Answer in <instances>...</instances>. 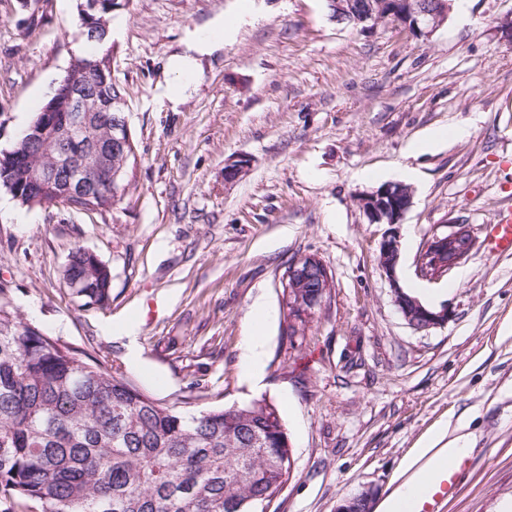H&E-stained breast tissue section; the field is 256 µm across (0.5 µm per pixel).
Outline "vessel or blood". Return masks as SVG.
I'll return each mask as SVG.
<instances>
[{"label":"vessel or blood","instance_id":"vessel-or-blood-1","mask_svg":"<svg viewBox=\"0 0 512 512\" xmlns=\"http://www.w3.org/2000/svg\"><path fill=\"white\" fill-rule=\"evenodd\" d=\"M512 254V205L499 208L487 226L486 257ZM470 456L448 454L433 472L422 474L408 502L399 504L395 512H442L444 503L452 498L461 478L470 470Z\"/></svg>","mask_w":512,"mask_h":512}]
</instances>
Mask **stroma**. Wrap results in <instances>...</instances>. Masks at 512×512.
<instances>
[{
	"label": "stroma",
	"mask_w": 512,
	"mask_h": 512,
	"mask_svg": "<svg viewBox=\"0 0 512 512\" xmlns=\"http://www.w3.org/2000/svg\"><path fill=\"white\" fill-rule=\"evenodd\" d=\"M76 0H0V150L50 98L74 52ZM248 10L179 104L168 58L202 26ZM512 0H466L427 39L330 18L326 0H122L112 15V76L126 89L138 155L132 196L108 212L0 213V288L10 308L60 342L185 413L273 402L295 469L267 512H336L374 487L384 512L402 465L440 426L467 436L474 466L444 512L512 506V255L476 248L429 282L415 258L436 234L468 225L484 239L512 188ZM465 125L469 132L450 136ZM442 138L409 157L412 141ZM244 155L247 173L224 181ZM418 173L400 225L397 282L378 262L385 225L359 196ZM374 172L371 180L362 171ZM111 269L112 303L82 305L62 269L75 247ZM313 255L332 288L302 349L281 332L282 277ZM447 325L409 326L394 287ZM266 328L259 385L240 347L257 300ZM135 322L133 336L120 327Z\"/></svg>",
	"instance_id": "1"
}]
</instances>
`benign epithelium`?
<instances>
[{
  "instance_id": "obj_1",
  "label": "benign epithelium",
  "mask_w": 512,
  "mask_h": 512,
  "mask_svg": "<svg viewBox=\"0 0 512 512\" xmlns=\"http://www.w3.org/2000/svg\"><path fill=\"white\" fill-rule=\"evenodd\" d=\"M332 4L337 14L346 15L367 28L388 25L401 19L410 21L413 31L426 39L444 23L452 8V0H402L398 9L389 6L387 0H361L359 3L355 0H332ZM100 9L99 0H79V12L85 27L95 29L104 25V20L98 18ZM85 95L86 87L75 83L71 71L67 69L44 107L46 112H57L63 108L73 112V123L55 127V165H38L39 176L52 196L66 198L122 189L120 177L124 169L112 168V156L119 154L129 139V126L124 115L126 99L119 95L109 102V111L113 112L111 136L104 143L96 137L97 119L88 111ZM77 134L82 136L86 149L76 162L65 164L63 160L71 156L72 138ZM248 167L249 159L244 156L228 160L224 166V181H237ZM359 203L370 223L388 225L379 244V264L393 283L394 303L403 319L417 331L448 324L452 316L448 306L429 309L398 284L399 225L411 206L412 195L400 191L394 194L392 187L387 186L363 196ZM475 249V237L466 225L460 224L454 230L435 235L425 243L417 256L415 272L422 279L437 281L468 259ZM285 280L295 288H325L330 275L318 258L306 256L292 263ZM374 494L375 489L367 487L342 500L336 512H368Z\"/></svg>"
}]
</instances>
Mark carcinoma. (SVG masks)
<instances>
[{
	"mask_svg": "<svg viewBox=\"0 0 512 512\" xmlns=\"http://www.w3.org/2000/svg\"><path fill=\"white\" fill-rule=\"evenodd\" d=\"M112 47L109 36L87 44L69 67L82 79ZM126 94L111 78L87 101L97 114L112 96ZM9 173L19 205L40 196L39 175L24 160ZM135 144L125 162L119 202L132 193ZM63 277L86 306L106 308L112 279L84 250L71 251ZM0 299V512H257L288 482L293 452L278 408L264 399L238 407L185 414L133 387L123 376L92 364L44 334ZM316 315L295 312L286 335L300 348Z\"/></svg>",
	"mask_w": 512,
	"mask_h": 512,
	"instance_id": "carcinoma-1",
	"label": "carcinoma"
}]
</instances>
